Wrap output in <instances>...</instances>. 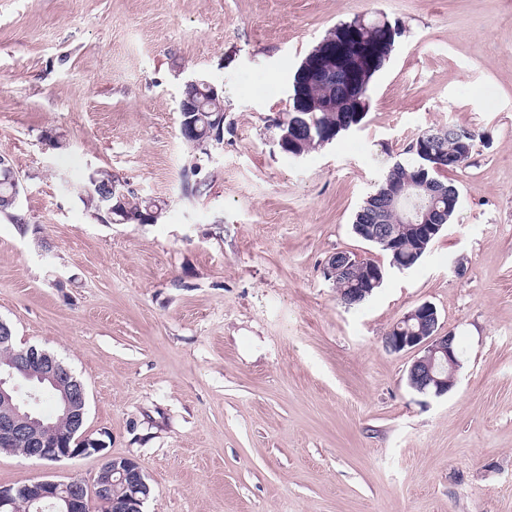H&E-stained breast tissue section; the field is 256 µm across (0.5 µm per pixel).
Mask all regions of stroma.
I'll return each mask as SVG.
<instances>
[{
  "mask_svg": "<svg viewBox=\"0 0 512 512\" xmlns=\"http://www.w3.org/2000/svg\"><path fill=\"white\" fill-rule=\"evenodd\" d=\"M358 16L405 28L365 119L283 152L296 69ZM195 76L224 100L205 154L180 136ZM448 124L478 134L445 175L458 210L397 270L354 216L385 155ZM0 156L21 188L0 320L83 380L85 431L140 464L144 512H512V0H0ZM99 169L158 221L95 218L74 188ZM342 250L386 270L352 308L323 274ZM425 302L462 348L439 398L384 343ZM103 457L1 451L0 487Z\"/></svg>",
  "mask_w": 512,
  "mask_h": 512,
  "instance_id": "obj_1",
  "label": "stroma"
}]
</instances>
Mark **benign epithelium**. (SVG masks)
Masks as SVG:
<instances>
[{
	"instance_id": "1",
	"label": "benign epithelium",
	"mask_w": 512,
	"mask_h": 512,
	"mask_svg": "<svg viewBox=\"0 0 512 512\" xmlns=\"http://www.w3.org/2000/svg\"><path fill=\"white\" fill-rule=\"evenodd\" d=\"M388 21L378 25H366L364 19L341 27L337 36L319 43L313 55L304 65L301 76L305 83L311 81L324 86H334L339 80V71L333 68L336 56L357 51L375 65L384 51L385 31ZM181 132L205 147L204 139L198 137L194 105L179 104ZM473 147V143L462 144L461 152L455 155L434 153L432 142L420 137L413 142V150L432 162L436 171L455 165ZM409 184H388L381 194L383 209L396 211L397 202L406 195ZM357 234L368 242L390 245L397 238L392 224H358ZM443 229L441 224H410L407 232L418 239L421 246L435 239ZM325 275L334 280L343 278L350 284L349 293L354 298L370 294L383 279L381 266L364 261L348 251L331 255L325 266ZM456 336L453 332H441L436 308L424 302L406 313L393 330L385 336V346L394 353L413 351L416 358L408 369L409 387L422 395L442 397L456 383L459 360L455 350ZM14 335L9 325L0 321V348L9 352V357L0 358V447L12 448L22 441L26 448L22 455L41 460L60 461L95 453L103 454L104 462L92 482L75 477L67 481L36 480L18 488H0V512H89V498L108 493L112 482L121 483L126 495L112 502L113 512H143V505L151 493L139 463L129 457H112L104 454L106 445L100 440L88 438L84 430L87 390L82 380L63 364L54 354L35 346L14 349ZM26 383L33 389L50 386L60 394L62 419L70 426L68 435L59 446L48 447V436L54 424L32 415L29 402H21L18 390Z\"/></svg>"
}]
</instances>
